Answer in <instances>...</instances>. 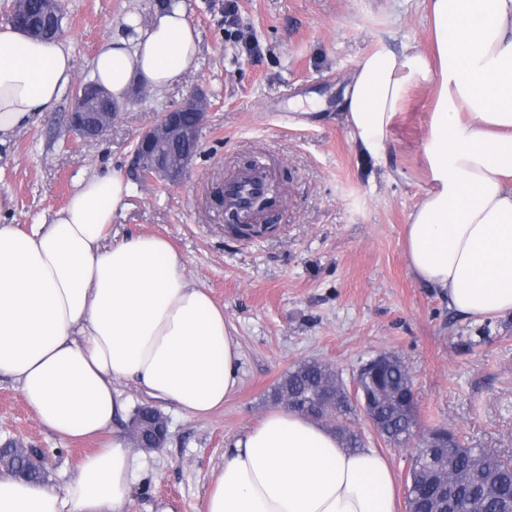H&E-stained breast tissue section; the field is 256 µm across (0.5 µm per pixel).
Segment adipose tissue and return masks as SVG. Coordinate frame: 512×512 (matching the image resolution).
<instances>
[{
	"label": "adipose tissue",
	"mask_w": 512,
	"mask_h": 512,
	"mask_svg": "<svg viewBox=\"0 0 512 512\" xmlns=\"http://www.w3.org/2000/svg\"><path fill=\"white\" fill-rule=\"evenodd\" d=\"M424 3L432 52L378 40L353 71L342 117L360 151L384 164L409 88L432 90L429 185L404 226L407 268L463 315L512 312V0ZM126 24L134 36L104 43L91 66L115 99L134 78L161 90L191 70L197 33L182 6ZM74 69L65 44L0 24V138L52 111ZM129 194L121 173L98 174L50 223L0 225V374L58 436L112 434L60 490L0 469V512H123L134 462L113 428L126 410L118 381L195 417L222 409L240 384L224 309L169 240L110 242ZM204 512H397V501L383 453L343 448L322 423L282 408L225 451Z\"/></svg>",
	"instance_id": "obj_1"
}]
</instances>
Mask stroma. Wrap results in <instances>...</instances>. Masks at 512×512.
Returning <instances> with one entry per match:
<instances>
[{"label": "stroma", "instance_id": "35a3bbf8", "mask_svg": "<svg viewBox=\"0 0 512 512\" xmlns=\"http://www.w3.org/2000/svg\"><path fill=\"white\" fill-rule=\"evenodd\" d=\"M158 0H63L62 39L77 81L91 77L100 47L149 22ZM199 33L192 70L163 90L137 89L96 141L70 128L75 87L0 145V224L26 230L62 208L78 183L123 172L131 194L111 228L167 237L186 273L207 288L239 342L240 385L222 409L196 418L167 410L164 448L131 446L137 476L125 512H203L230 438L276 404L270 392L301 361L330 365L352 383L381 352L411 375L421 427L441 426L467 446L512 455V314L478 320L450 310L408 272L403 231L427 187L422 143L432 92L413 87L381 167L355 150L339 117L348 78L380 37L428 46L422 0H184ZM209 114L199 151L177 185L135 175L134 141L191 93ZM264 159L281 188L274 232L250 239L224 230L216 193L240 161ZM366 446L382 451L406 497L410 451L385 443L363 415L350 416ZM48 456L46 483L64 487L81 459L111 435L64 439L38 420L17 383L0 375V442Z\"/></svg>", "mask_w": 512, "mask_h": 512}]
</instances>
